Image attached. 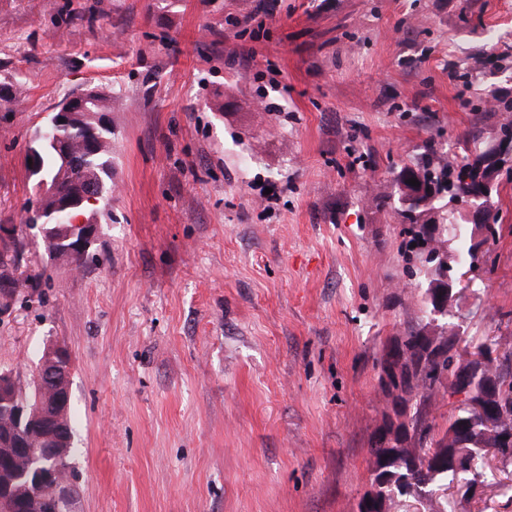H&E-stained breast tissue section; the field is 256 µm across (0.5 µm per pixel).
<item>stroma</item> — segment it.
<instances>
[{"label":"stroma","mask_w":512,"mask_h":512,"mask_svg":"<svg viewBox=\"0 0 512 512\" xmlns=\"http://www.w3.org/2000/svg\"><path fill=\"white\" fill-rule=\"evenodd\" d=\"M92 86L118 93L112 214L77 269L24 223L25 154ZM488 89L512 99V0H0L5 275L50 276L0 315V369L26 391L45 346L70 352L74 512H358L379 360L426 286L375 197L512 121ZM496 187L493 273L453 271L464 341L512 340ZM487 472L455 512H512V471Z\"/></svg>","instance_id":"stroma-1"}]
</instances>
